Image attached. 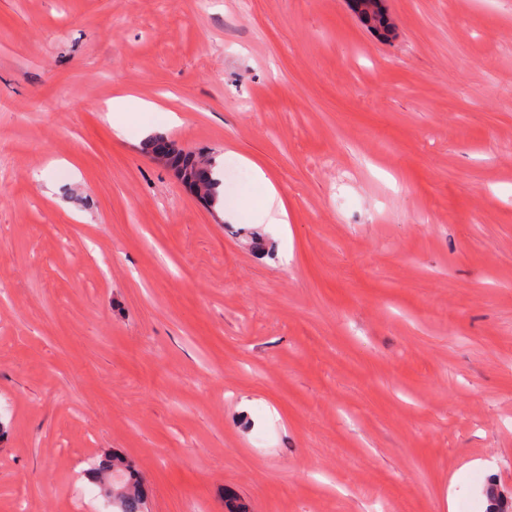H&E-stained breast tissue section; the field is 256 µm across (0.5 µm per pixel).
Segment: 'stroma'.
I'll return each mask as SVG.
<instances>
[{"instance_id": "obj_1", "label": "stroma", "mask_w": 512, "mask_h": 512, "mask_svg": "<svg viewBox=\"0 0 512 512\" xmlns=\"http://www.w3.org/2000/svg\"><path fill=\"white\" fill-rule=\"evenodd\" d=\"M0 0V512L512 500V0ZM251 164L233 224L147 153ZM261 248H254V241ZM145 112L152 116V124L145 126V130H154L166 126H174L179 118L172 112L164 109L160 104L145 101L132 95L117 96L112 98V112ZM250 168L254 173V183L261 198L255 202L241 197L233 208L226 210L224 206V219L226 216L240 217L244 220L260 222L269 215L271 205L278 195V190L257 164H251ZM110 469L121 477L119 482L112 483V497L119 499L118 512H144L147 497L141 479L123 458L104 453L85 470L84 476L87 475L86 479L99 485L102 473Z\"/></svg>"}]
</instances>
